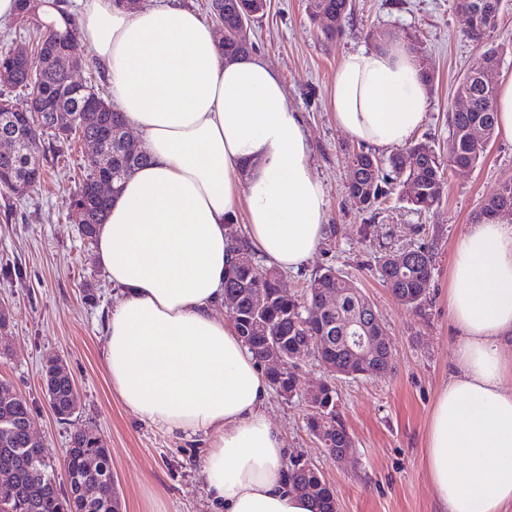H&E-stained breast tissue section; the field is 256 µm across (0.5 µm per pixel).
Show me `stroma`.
I'll use <instances>...</instances> for the list:
<instances>
[{"label":"stroma","instance_id":"obj_1","mask_svg":"<svg viewBox=\"0 0 512 512\" xmlns=\"http://www.w3.org/2000/svg\"><path fill=\"white\" fill-rule=\"evenodd\" d=\"M347 34L321 42L310 0H270L252 25L256 53L279 73L290 108L299 112L312 142V165L325 190L326 233L297 271L285 273L287 292L300 291L327 267L342 270L370 296L387 330L394 368L336 382L338 408L352 439L349 455L326 457L305 426L308 407L299 397L269 396L289 456L315 464L336 492L338 512H436L426 464L430 414L453 362L458 329L448 313L455 244L481 202L512 178V143L493 139L485 160L468 170H447L438 205L417 212L393 194L372 212L348 194L347 160L362 149L338 128L327 90L348 53L373 48L371 34L418 44L433 82L428 113L416 133L441 155L448 152V114L455 88L480 47L501 54L498 80L512 78V0H500L497 25L483 45L467 36L452 0H353ZM92 145L47 144L46 177L24 196L0 192V380L29 403L34 435L62 466L70 428L51 413L42 388L45 360L59 356L80 396L76 423L92 426L112 456L122 512H213L206 495L197 436L171 433L134 415L113 393L104 356L106 319L121 293L95 262L70 207ZM425 244L433 252L430 293L422 308L407 306L382 284L375 258ZM94 289L96 303L84 297Z\"/></svg>","mask_w":512,"mask_h":512}]
</instances>
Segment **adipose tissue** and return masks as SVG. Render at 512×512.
<instances>
[{"label":"adipose tissue","instance_id":"adipose-tissue-1","mask_svg":"<svg viewBox=\"0 0 512 512\" xmlns=\"http://www.w3.org/2000/svg\"><path fill=\"white\" fill-rule=\"evenodd\" d=\"M79 2L112 102L150 158L97 231V263L122 291L106 325L112 389L139 418L205 436L216 512H314L287 481L258 359L212 312L234 258L229 218L245 213L251 247L281 270L323 237L325 192L302 120L259 54L225 60L215 29L176 0ZM425 92L416 58L396 44L347 54L328 96L339 128L391 150L424 124ZM448 312L461 334L427 436L437 510L512 512V223L458 238Z\"/></svg>","mask_w":512,"mask_h":512}]
</instances>
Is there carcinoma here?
<instances>
[{
	"instance_id": "cac0c4a2",
	"label": "carcinoma",
	"mask_w": 512,
	"mask_h": 512,
	"mask_svg": "<svg viewBox=\"0 0 512 512\" xmlns=\"http://www.w3.org/2000/svg\"><path fill=\"white\" fill-rule=\"evenodd\" d=\"M37 0H18L17 16L36 25L31 42L32 65H13L7 54H0V85L32 90L28 119L16 121L19 150L12 157H0V188L15 193L22 183L35 189L43 179L41 147L45 137L69 143L73 139L105 136L99 158H88L82 182L72 196V207L85 206L89 223L80 227L84 239L96 241L97 227L104 223L112 197H98L93 183L100 172L114 177V193H119L125 180L149 162L144 150L128 153L122 146L120 130L126 127L122 113L116 111L95 91V86L74 79L81 64L70 58L66 49L79 40L81 27L67 10L66 0H55L65 20L62 31L44 24L36 13ZM336 23L319 30L320 40L337 41L346 34L345 21L351 15L352 0H322ZM500 0H454L456 9H468L480 21L469 29V38L483 44L494 30L485 13L499 10ZM487 63L499 64L498 53L489 48L479 52L474 64L457 88L456 96L464 99L462 107L448 113V159H443L426 142H417L379 158L360 150L350 155L347 190L359 200L360 209L374 211L382 201L400 189L402 199L416 211H427L439 203L445 185V170L456 164L475 167L483 161L495 134L497 86H489L480 78ZM483 126L488 140L478 143L470 138L472 126ZM512 210V180L504 181L498 191L482 202L475 221L501 209ZM414 267L403 271L388 261V254L378 257L377 272L383 285L395 298L419 308L427 299L432 280L433 253L419 245L411 249ZM281 273L274 267L234 263L224 274V292L235 299L231 321L245 345L259 361H264L270 347L278 348L284 359L281 373L266 372L270 387L286 397L301 390L299 360L302 346L317 345L321 355L351 379L372 375L375 371L393 369L388 353L374 357L354 356L345 341L348 317L365 306L369 298L338 269L328 267L307 282L300 294L279 291ZM340 298L336 310L324 309L319 298L325 293ZM329 340L317 343V337ZM54 365L48 361L42 376H51L53 394L48 406L62 424L73 425L65 459V481H60L55 465L47 456L45 446L29 440L31 408L9 383L0 380V472L16 473V485L0 487V512H121L117 480L112 473L109 449L100 445L95 430L73 423L79 395L64 378L53 376ZM336 402V388L324 381L317 406L309 409L305 426L324 451L336 454L352 447V441L340 416H331ZM95 457L100 470H86V459ZM291 488L311 499L315 512H338L336 495L322 472L308 460L296 457L288 464Z\"/></svg>"
}]
</instances>
